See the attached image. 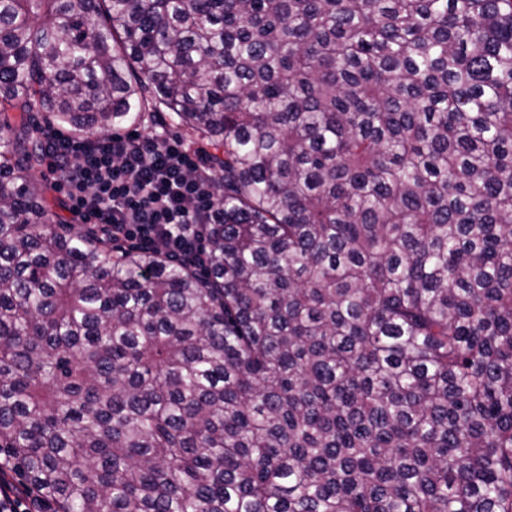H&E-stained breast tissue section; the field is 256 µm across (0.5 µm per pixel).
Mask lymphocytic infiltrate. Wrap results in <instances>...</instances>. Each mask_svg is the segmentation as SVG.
I'll use <instances>...</instances> for the list:
<instances>
[{
  "label": "lymphocytic infiltrate",
  "instance_id": "lymphocytic-infiltrate-1",
  "mask_svg": "<svg viewBox=\"0 0 512 512\" xmlns=\"http://www.w3.org/2000/svg\"><path fill=\"white\" fill-rule=\"evenodd\" d=\"M46 169L74 224H96L179 260L208 261L207 226L214 221L216 183L203 150L166 131L71 137L47 130Z\"/></svg>",
  "mask_w": 512,
  "mask_h": 512
}]
</instances>
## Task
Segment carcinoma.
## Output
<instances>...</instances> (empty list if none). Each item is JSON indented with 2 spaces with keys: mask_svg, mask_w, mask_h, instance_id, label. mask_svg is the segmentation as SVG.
<instances>
[{
  "mask_svg": "<svg viewBox=\"0 0 512 512\" xmlns=\"http://www.w3.org/2000/svg\"><path fill=\"white\" fill-rule=\"evenodd\" d=\"M209 148L206 270L48 225L39 131ZM0 455L56 512H512V0H0Z\"/></svg>",
  "mask_w": 512,
  "mask_h": 512,
  "instance_id": "carcinoma-1",
  "label": "carcinoma"
}]
</instances>
